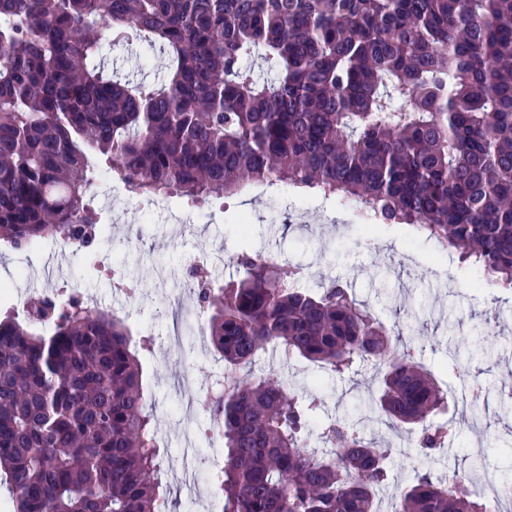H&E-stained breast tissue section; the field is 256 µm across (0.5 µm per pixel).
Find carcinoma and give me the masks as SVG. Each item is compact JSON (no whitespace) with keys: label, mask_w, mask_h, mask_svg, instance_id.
Here are the masks:
<instances>
[{"label":"carcinoma","mask_w":512,"mask_h":512,"mask_svg":"<svg viewBox=\"0 0 512 512\" xmlns=\"http://www.w3.org/2000/svg\"><path fill=\"white\" fill-rule=\"evenodd\" d=\"M159 44L153 81L113 79L103 42ZM103 176L198 205L278 183L407 224L512 288V0H0V242L90 249ZM200 276L223 393L222 512H380L388 451L316 397L248 368L272 347L342 372L383 369L378 413L441 447L444 404L400 337L338 280L287 286L260 253ZM0 318V473L14 512H168L151 402L126 318L74 297ZM393 512H487L424 473Z\"/></svg>","instance_id":"obj_1"}]
</instances>
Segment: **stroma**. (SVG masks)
Returning <instances> with one entry per match:
<instances>
[{
	"mask_svg": "<svg viewBox=\"0 0 512 512\" xmlns=\"http://www.w3.org/2000/svg\"><path fill=\"white\" fill-rule=\"evenodd\" d=\"M106 62L120 78L136 82L160 77L165 55L160 48L140 44L131 52L107 54ZM97 192L108 196L109 203L100 209L105 232L92 251L52 242L35 250L0 251V282L14 283L12 296L0 295V312L18 300L31 306L47 295L63 300L74 295L84 305L95 302L126 315L134 337L145 341L137 357L152 398L174 512H222L223 505L212 451L224 441L204 429L189 431L181 411L183 402L199 399L223 364L211 350L207 331L189 322L184 330L194 349L178 359L166 346L174 311L187 314L197 305L183 273L199 252L226 254V262L213 272L217 286L235 277L234 259L245 249L273 258L283 271L302 268L301 284L309 291L341 281L380 322L400 333L405 348L447 391L458 381L444 364L449 348L459 347L470 379L479 381L487 394L479 407L481 431L472 434L470 411L446 410L434 421L451 427L452 440L426 455L415 432L381 418L366 422L363 437L389 451L382 512H389L418 474L427 472L438 480L453 465L464 481H471L469 456L477 436L484 444L486 476L499 481L512 477V341L506 339L512 334V288H476L479 271L452 257L445 270H436L438 246L410 226L384 225L367 237L351 203L325 202L286 185L199 206L172 198L155 207L107 181ZM119 276L139 290L140 302L117 292L113 283ZM251 370L257 375L275 372L290 391L321 399L306 427L308 446L318 451L325 448L321 425L357 422L378 401L382 388L381 373L369 365L334 374L272 349L259 353Z\"/></svg>",
	"mask_w": 512,
	"mask_h": 512,
	"instance_id": "obj_1",
	"label": "stroma"
}]
</instances>
